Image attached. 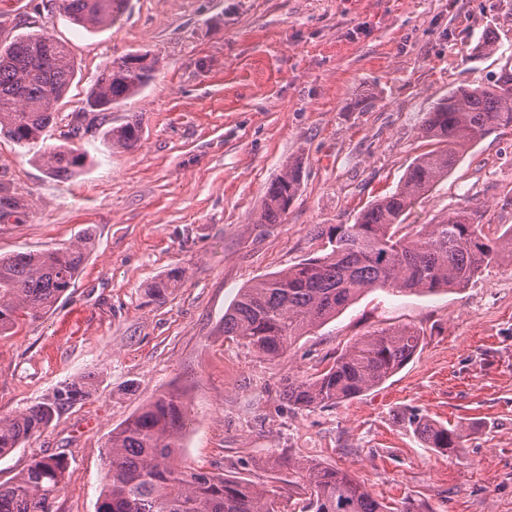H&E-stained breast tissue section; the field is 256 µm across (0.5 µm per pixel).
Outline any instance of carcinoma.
<instances>
[{
  "label": "carcinoma",
  "mask_w": 512,
  "mask_h": 512,
  "mask_svg": "<svg viewBox=\"0 0 512 512\" xmlns=\"http://www.w3.org/2000/svg\"><path fill=\"white\" fill-rule=\"evenodd\" d=\"M127 0H61L69 20L86 30L106 26L123 12ZM158 60L129 53L106 63L85 100L84 111L106 112L138 94L155 77ZM75 74L68 47L45 32L19 35L0 46V136L20 147L37 144L54 119V106ZM512 126V72L491 85L456 89L423 114L422 137L435 148L418 156L394 192L362 210L354 223L336 224L320 233L323 254L273 273L242 288L224 313V338L275 359L308 329L336 316L374 288L433 293L465 288L491 264H512V226L490 238L475 212L460 208L413 234L402 233L404 215L461 155L492 129ZM112 143L133 149L140 140L136 118L107 131ZM37 160L48 174L68 178L86 166L74 145L48 147ZM299 158L266 191L255 224H280L302 180ZM25 204L0 191V219L17 218ZM80 243L37 253L0 256V335L43 318L74 285L89 246ZM184 278L175 268L147 288L163 304ZM421 347L410 326L373 331L307 379L287 377L282 395L297 409L331 406L376 387L402 369ZM93 395L88 379L73 380L53 398L15 415L0 417V458L43 432L60 410L76 398ZM187 408L175 392L149 399L112 431L106 450V482L96 512H280L277 492L241 479L212 474L178 461ZM403 422L427 447L453 455L463 435L414 411ZM280 463L298 475L308 494L306 512H391L364 484L347 472L320 463ZM68 461L61 453L35 455L10 481L0 483V512H54L64 487Z\"/></svg>",
  "instance_id": "carcinoma-1"
}]
</instances>
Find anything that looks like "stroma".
Listing matches in <instances>:
<instances>
[{
	"label": "stroma",
	"mask_w": 512,
	"mask_h": 512,
	"mask_svg": "<svg viewBox=\"0 0 512 512\" xmlns=\"http://www.w3.org/2000/svg\"><path fill=\"white\" fill-rule=\"evenodd\" d=\"M45 31L77 73L44 135L64 144L101 67L130 52L158 58L156 78L113 105L79 140V175L50 177L0 136V190L26 205L0 223V254L93 247L75 284L41 320L0 336V417L88 377L91 398L0 459V482L36 455L62 453L57 512H96L113 429L153 395L182 393L190 411L181 460L279 487L300 512L282 451L348 470L398 512H512V265L434 295L377 289L266 360L225 340L240 288L318 256L319 230L354 223L431 147L420 120L457 88L512 69V0H128L112 24L73 25L59 0H0V45ZM495 32L499 48L470 50ZM142 117L140 141L113 145L106 127ZM304 163L279 224H256L288 158ZM470 206L487 234L512 226V127L464 154L405 216L431 224ZM185 276L165 303L148 286ZM416 327L423 345L385 383L332 406L298 410L284 378L309 377L380 328ZM415 409L464 432L448 456L405 428Z\"/></svg>",
	"instance_id": "1"
}]
</instances>
